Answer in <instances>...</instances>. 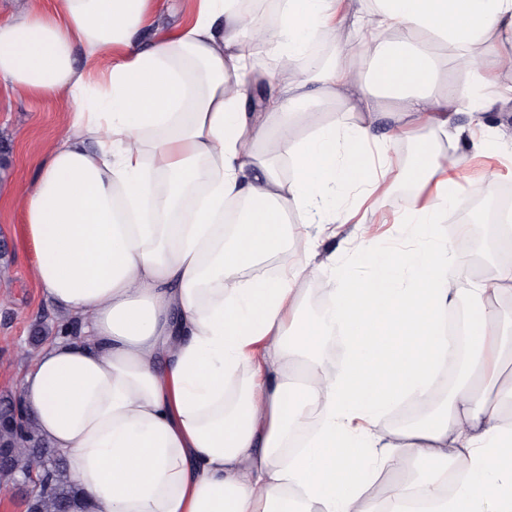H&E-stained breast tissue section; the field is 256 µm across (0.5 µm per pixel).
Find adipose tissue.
Masks as SVG:
<instances>
[{
    "label": "adipose tissue",
    "mask_w": 512,
    "mask_h": 512,
    "mask_svg": "<svg viewBox=\"0 0 512 512\" xmlns=\"http://www.w3.org/2000/svg\"><path fill=\"white\" fill-rule=\"evenodd\" d=\"M195 2L173 32L152 26L162 0H50L0 19V87L68 105L21 201L41 294L80 323L20 379L41 437L92 512H512V381L495 402L480 383L512 345L493 308L512 293V221L500 226L505 259L467 283L436 229L467 204V153L421 145L402 218L420 246L353 239L371 275L335 278L309 321L294 316L310 262L243 274L288 247L312 251L292 215L332 224L337 200L353 217L386 204L383 116L392 140L491 126L512 104V83L495 79L512 68V0H279L265 29L238 0ZM321 39L336 42L334 59L297 68ZM258 51L281 68L251 109ZM333 101L355 122L324 121ZM494 129L512 141V126ZM235 200L246 208L228 229ZM465 294L467 374L445 395L436 375ZM337 339L339 364L325 351ZM406 399L418 419L385 427ZM410 452L436 469L400 480ZM452 465L465 478L449 495ZM381 475L377 500L368 487Z\"/></svg>",
    "instance_id": "1"
}]
</instances>
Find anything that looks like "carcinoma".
Wrapping results in <instances>:
<instances>
[{"label": "carcinoma", "instance_id": "cac0c4a2", "mask_svg": "<svg viewBox=\"0 0 512 512\" xmlns=\"http://www.w3.org/2000/svg\"><path fill=\"white\" fill-rule=\"evenodd\" d=\"M0 448L10 451L8 461L0 464L1 485L27 475L35 478L27 512H88L63 459L46 451L33 419L26 418L21 431L0 423Z\"/></svg>", "mask_w": 512, "mask_h": 512}]
</instances>
